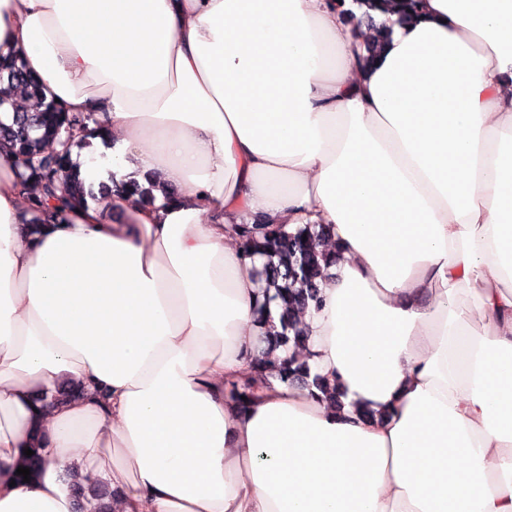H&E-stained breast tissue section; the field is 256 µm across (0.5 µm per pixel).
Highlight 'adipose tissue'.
<instances>
[{"instance_id":"adipose-tissue-1","label":"adipose tissue","mask_w":512,"mask_h":512,"mask_svg":"<svg viewBox=\"0 0 512 512\" xmlns=\"http://www.w3.org/2000/svg\"><path fill=\"white\" fill-rule=\"evenodd\" d=\"M364 11L0 0V57L94 113L82 169L115 183L35 227L0 155V512H77L70 469L114 512H512V0ZM239 224L331 225L271 358L339 404L254 374ZM72 496L77 502L92 499L96 502L97 512H112V490L103 482L72 472L68 476Z\"/></svg>"}]
</instances>
